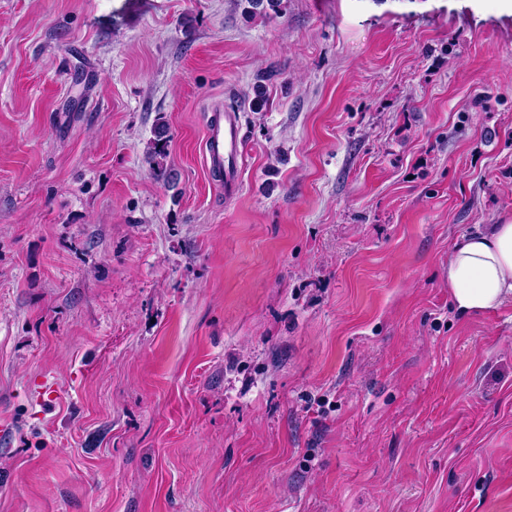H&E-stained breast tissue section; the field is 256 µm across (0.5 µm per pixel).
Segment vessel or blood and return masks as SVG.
Returning <instances> with one entry per match:
<instances>
[{
    "instance_id": "obj_1",
    "label": "vessel or blood",
    "mask_w": 512,
    "mask_h": 512,
    "mask_svg": "<svg viewBox=\"0 0 512 512\" xmlns=\"http://www.w3.org/2000/svg\"><path fill=\"white\" fill-rule=\"evenodd\" d=\"M203 162L211 176L224 186L225 196L239 193L242 181L241 113L221 106L212 109L206 121Z\"/></svg>"
}]
</instances>
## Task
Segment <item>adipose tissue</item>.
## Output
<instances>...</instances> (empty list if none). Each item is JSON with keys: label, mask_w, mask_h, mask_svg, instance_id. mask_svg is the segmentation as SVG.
Returning a JSON list of instances; mask_svg holds the SVG:
<instances>
[{"label": "adipose tissue", "mask_w": 512, "mask_h": 512, "mask_svg": "<svg viewBox=\"0 0 512 512\" xmlns=\"http://www.w3.org/2000/svg\"><path fill=\"white\" fill-rule=\"evenodd\" d=\"M448 288L464 314L490 312L512 301V220L455 245L448 259Z\"/></svg>", "instance_id": "ef3b65f1"}]
</instances>
